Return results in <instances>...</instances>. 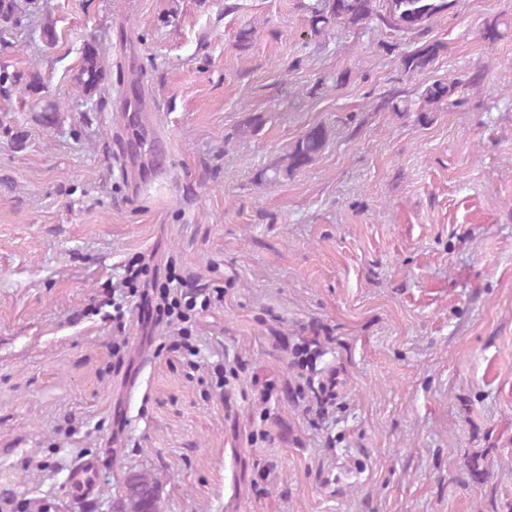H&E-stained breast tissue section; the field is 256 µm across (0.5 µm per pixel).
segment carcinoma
Masks as SVG:
<instances>
[{"mask_svg":"<svg viewBox=\"0 0 512 512\" xmlns=\"http://www.w3.org/2000/svg\"><path fill=\"white\" fill-rule=\"evenodd\" d=\"M450 0H307L302 4L307 14L312 37H327L330 31L346 26L368 32L385 27L397 32L422 36L429 31L434 20L448 11ZM34 0H0V44L10 43L12 31L18 27L26 10ZM509 30L508 22L495 19L485 28L484 38L494 42L503 38ZM447 46L439 40H425L403 52L399 64L408 74L429 70L437 59L446 52ZM106 71L99 44L86 40L80 53V61L72 75L74 85L87 96H94L105 81ZM348 73L318 77L310 91L336 89L345 84ZM43 82L38 72L24 75L9 66L0 64V96L19 95V99L44 112L46 122L54 121L58 104L44 100ZM457 91L455 80H435L418 90L417 99L403 94L400 90L388 92L380 108L394 113L410 112L417 103H423L420 111L423 120H429L428 113L440 110L443 105L455 104L451 100ZM330 131L315 125L307 129L293 142L287 144L282 155L274 163L262 169L258 178L267 184H279L288 180L298 171L306 168L326 148ZM124 512H161L157 481L146 472H134L125 480L119 496Z\"/></svg>","mask_w":512,"mask_h":512,"instance_id":"cac0c4a2","label":"carcinoma"}]
</instances>
